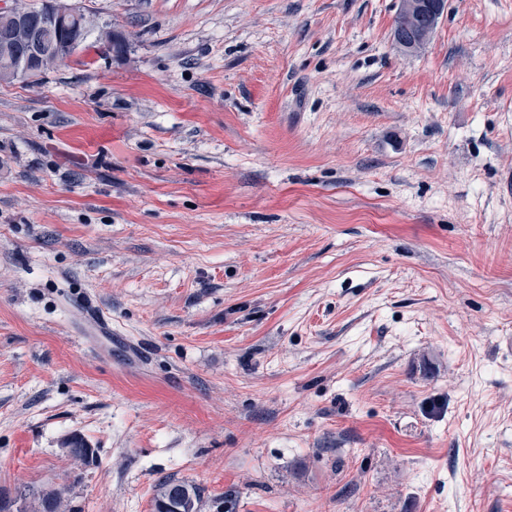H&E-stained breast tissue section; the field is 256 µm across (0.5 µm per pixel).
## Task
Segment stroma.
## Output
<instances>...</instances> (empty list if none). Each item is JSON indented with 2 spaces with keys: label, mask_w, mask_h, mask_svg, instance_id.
I'll return each instance as SVG.
<instances>
[{
  "label": "stroma",
  "mask_w": 512,
  "mask_h": 512,
  "mask_svg": "<svg viewBox=\"0 0 512 512\" xmlns=\"http://www.w3.org/2000/svg\"><path fill=\"white\" fill-rule=\"evenodd\" d=\"M78 2L123 49L0 84V491L512 512V0ZM448 11L447 0H399L401 23L391 33L395 49L405 55H414L430 41ZM200 503V488L186 480L167 478L156 490L154 512H199Z\"/></svg>",
  "instance_id": "35a3bbf8"
}]
</instances>
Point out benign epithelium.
Here are the masks:
<instances>
[{
	"mask_svg": "<svg viewBox=\"0 0 512 512\" xmlns=\"http://www.w3.org/2000/svg\"><path fill=\"white\" fill-rule=\"evenodd\" d=\"M448 11V0H399L398 16L401 23L391 33L395 49L405 55H414L430 41ZM81 12L69 0H42L38 18L16 5L0 4V56L7 61L3 75L13 77L41 70L48 65L42 57L40 33L50 25L60 37V57L73 56L82 46L83 30L78 23Z\"/></svg>",
	"mask_w": 512,
	"mask_h": 512,
	"instance_id": "1",
	"label": "benign epithelium"
}]
</instances>
